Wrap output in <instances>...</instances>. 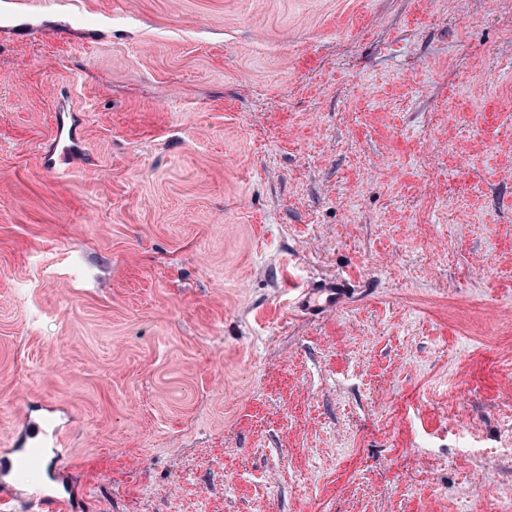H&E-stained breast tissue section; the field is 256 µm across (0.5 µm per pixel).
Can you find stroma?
I'll use <instances>...</instances> for the list:
<instances>
[{"label": "stroma", "mask_w": 512, "mask_h": 512, "mask_svg": "<svg viewBox=\"0 0 512 512\" xmlns=\"http://www.w3.org/2000/svg\"><path fill=\"white\" fill-rule=\"evenodd\" d=\"M46 403L96 512H512V0H0V452Z\"/></svg>", "instance_id": "35a3bbf8"}]
</instances>
